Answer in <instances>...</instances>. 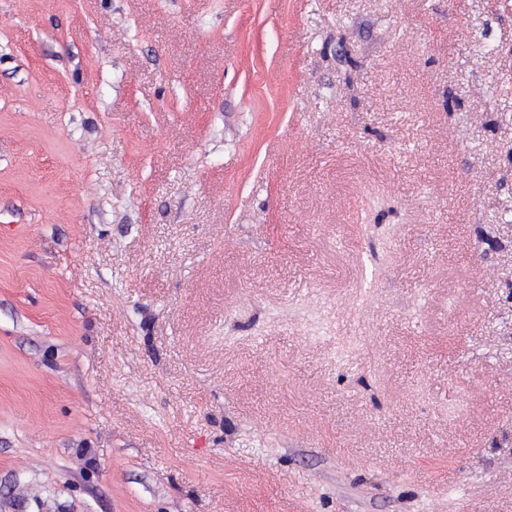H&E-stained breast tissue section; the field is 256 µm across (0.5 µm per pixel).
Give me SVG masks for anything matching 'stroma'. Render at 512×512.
Masks as SVG:
<instances>
[{"instance_id":"1","label":"stroma","mask_w":512,"mask_h":512,"mask_svg":"<svg viewBox=\"0 0 512 512\" xmlns=\"http://www.w3.org/2000/svg\"><path fill=\"white\" fill-rule=\"evenodd\" d=\"M0 512H512V0H0Z\"/></svg>"}]
</instances>
